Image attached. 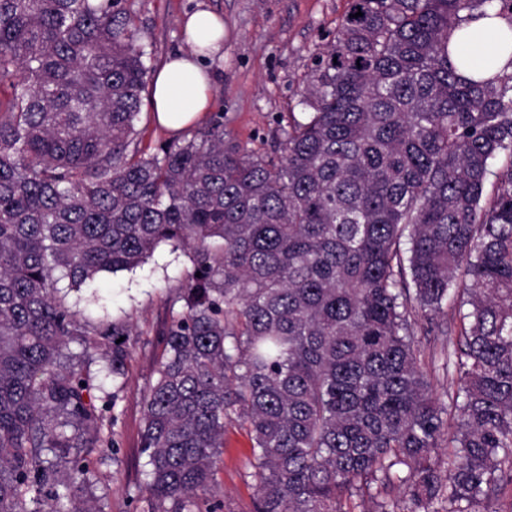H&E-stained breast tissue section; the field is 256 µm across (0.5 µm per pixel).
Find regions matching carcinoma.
<instances>
[{"label": "carcinoma", "mask_w": 512, "mask_h": 512, "mask_svg": "<svg viewBox=\"0 0 512 512\" xmlns=\"http://www.w3.org/2000/svg\"><path fill=\"white\" fill-rule=\"evenodd\" d=\"M492 14L512 0H350L272 151L220 114L148 153L126 0H0V512H103L115 399L58 357L75 343L115 382L132 332L102 346L58 283L90 289L162 243L192 271L143 399L147 512H201L233 418L253 512H401L397 481L419 512H475L512 483V168L491 170L512 154V73L448 57ZM455 296L439 398L409 305Z\"/></svg>", "instance_id": "1"}]
</instances>
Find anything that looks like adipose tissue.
I'll return each instance as SVG.
<instances>
[{
    "instance_id": "ef3b65f1",
    "label": "adipose tissue",
    "mask_w": 512,
    "mask_h": 512,
    "mask_svg": "<svg viewBox=\"0 0 512 512\" xmlns=\"http://www.w3.org/2000/svg\"><path fill=\"white\" fill-rule=\"evenodd\" d=\"M186 45L172 52L150 86L151 110L159 126L177 134L209 111L213 89L200 49L220 52L224 36L221 17L207 9L191 14L184 23ZM450 59L458 73L484 79L512 72V20L482 17L463 23L449 39Z\"/></svg>"
}]
</instances>
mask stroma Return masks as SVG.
Listing matches in <instances>:
<instances>
[{"instance_id":"stroma-1","label":"stroma","mask_w":512,"mask_h":512,"mask_svg":"<svg viewBox=\"0 0 512 512\" xmlns=\"http://www.w3.org/2000/svg\"><path fill=\"white\" fill-rule=\"evenodd\" d=\"M146 63L158 68L170 52L183 44L180 21L200 7L218 13L224 21V55L209 59L214 96L205 121L223 116L224 130L254 149L272 146L276 131L286 124L295 108L296 93L315 57L332 41L346 13L348 0H127ZM191 262L172 244H161L145 263L98 277L97 302H89L88 290L66 289V302L79 318L92 324L120 319L133 332L132 357L125 385L114 390L111 378L92 365L98 389L117 391L113 414L118 448L98 465L99 492L105 512H141L140 488L145 481L146 458L141 452L143 396L161 354L157 333L169 318L168 298L178 288ZM429 323L416 318L414 329L420 341V363L436 390L448 378L446 340L428 334ZM251 440L246 427L229 422L224 429V453L217 465L215 482L208 495L219 512H253L254 487L249 475Z\"/></svg>"}]
</instances>
